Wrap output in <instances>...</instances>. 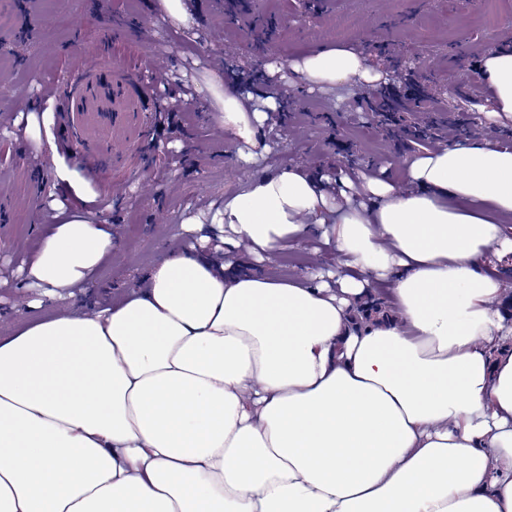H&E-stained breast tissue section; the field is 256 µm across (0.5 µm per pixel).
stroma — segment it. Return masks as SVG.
Returning a JSON list of instances; mask_svg holds the SVG:
<instances>
[{"label":"stroma","mask_w":512,"mask_h":512,"mask_svg":"<svg viewBox=\"0 0 512 512\" xmlns=\"http://www.w3.org/2000/svg\"><path fill=\"white\" fill-rule=\"evenodd\" d=\"M28 0H0V336L26 322L79 310L82 300L103 303L136 285L166 246L184 241L189 217L223 204L252 179L284 165L319 174L341 168L356 156L368 173L384 172L409 190L404 165L416 155L462 136L495 141L512 136V125L485 118L489 98L479 88L480 64L498 48L512 47V0H252L274 33L261 48H251L252 32L227 20L210 0H188L196 12L195 35L177 33L150 6L151 0H40L27 15ZM127 29L111 30L113 18ZM339 44L359 49L370 66L387 70V52L420 54L432 83L422 101L403 94L407 124L431 119L455 104L468 116L483 114L481 125L462 133L447 125L439 138L398 148L372 123L362 98L378 86H312L296 73L266 81L262 65L275 58L290 64L310 51ZM133 77L122 107L124 122L112 126V87ZM250 84L256 95L294 101L291 112H276L258 137L261 157L245 168L236 161L237 145L217 122L223 105L216 98L193 99L196 85ZM39 111H65L63 122L42 128L30 142L19 121L29 102ZM180 105L178 123L159 125L152 144L140 140L146 103ZM108 144L119 160L92 164L72 153L74 141ZM71 171L92 195L78 201L65 191L59 171ZM57 207L66 215L90 211L112 234V257L89 280L82 297H55L35 303L18 268L39 245L44 214ZM326 252L300 245L263 263V271L284 278L303 277L329 264Z\"/></svg>","instance_id":"obj_1"}]
</instances>
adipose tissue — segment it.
Returning a JSON list of instances; mask_svg holds the SVG:
<instances>
[{"instance_id": "adipose-tissue-1", "label": "adipose tissue", "mask_w": 512, "mask_h": 512, "mask_svg": "<svg viewBox=\"0 0 512 512\" xmlns=\"http://www.w3.org/2000/svg\"><path fill=\"white\" fill-rule=\"evenodd\" d=\"M292 68L316 86L387 78L345 47ZM483 72L490 118L511 122L512 48ZM283 106L225 89L241 166ZM406 176L401 192L288 165L213 212L220 245L259 262L330 246L313 280L182 243L121 298L0 340V512H512V319L484 269L512 253V149L461 139ZM111 252L86 215L51 223L27 286L74 293Z\"/></svg>"}]
</instances>
